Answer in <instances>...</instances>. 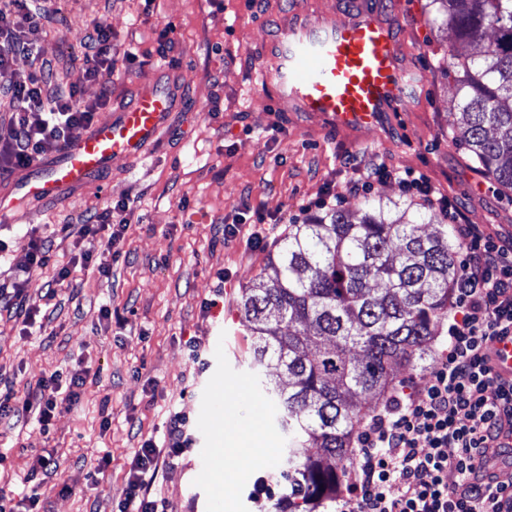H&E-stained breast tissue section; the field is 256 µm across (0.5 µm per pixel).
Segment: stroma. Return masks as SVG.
Returning a JSON list of instances; mask_svg holds the SVG:
<instances>
[{
  "mask_svg": "<svg viewBox=\"0 0 512 512\" xmlns=\"http://www.w3.org/2000/svg\"><path fill=\"white\" fill-rule=\"evenodd\" d=\"M350 2L64 0L43 44L58 84L77 88L85 101L97 97L79 40L104 20L114 42L135 49L138 60L112 74V101L100 116L127 104L162 60L181 73L183 109L148 155L117 163L74 202L45 203L0 222L9 264L24 262L30 233L54 241L48 267L27 284L29 299L45 305L41 326L25 333L14 317L0 314V392L21 400L54 371L89 372L78 402L61 406L49 427L31 412L0 420L1 496H38L43 512H116L141 439L163 442L168 416L177 411L188 421L192 444L159 470L154 490L168 512H271L280 489L260 502L255 484L277 471L285 433L277 403L251 367L253 338L242 325L240 302L288 229L278 228L267 249H252L225 240V222L295 214L325 191L353 212L371 193L403 201L390 180L368 194L348 192L356 161L423 173L470 223L512 236V201L448 129L458 98L447 69L452 56L471 50L428 25V0H383L404 64L422 84L407 111L382 126L358 137L335 131L281 112L268 91L254 87L261 57L288 12L340 14ZM166 27L170 41L163 46L159 33ZM121 202L130 207L129 222L112 271L103 276L80 263L81 246L63 227ZM63 267L70 276L53 282ZM50 285L56 293L48 301ZM104 306L110 319L100 316ZM248 425L260 430L265 456L242 467L236 450L216 453L218 433ZM104 454L110 464L101 471L97 458ZM39 455L53 456L57 469L32 472Z\"/></svg>",
  "mask_w": 512,
  "mask_h": 512,
  "instance_id": "35a3bbf8",
  "label": "stroma"
}]
</instances>
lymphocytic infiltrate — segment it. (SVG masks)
I'll return each mask as SVG.
<instances>
[{"instance_id":"lymphocytic-infiltrate-1","label":"lymphocytic infiltrate","mask_w":512,"mask_h":512,"mask_svg":"<svg viewBox=\"0 0 512 512\" xmlns=\"http://www.w3.org/2000/svg\"><path fill=\"white\" fill-rule=\"evenodd\" d=\"M58 2L0 0V107L9 112L0 120V174L24 171L61 150L112 100L104 80L121 55L102 20L82 42L85 74L103 84L99 97L86 103L76 89L50 90L51 69L41 58V43L48 21L59 12ZM20 55L36 59V67L13 70ZM121 57L135 60L130 52ZM384 178L453 224L457 276L446 337L429 376L411 391L394 393L365 420L335 512H512V486L491 474L494 457L512 460V445L497 442L503 423H512V379L498 376L490 364L491 342L512 332V239L494 238L480 225L466 223L453 200L422 174L356 164L347 188L367 191ZM125 211L118 205L93 213L78 227L80 240L94 243L106 229L109 243H116L128 222ZM50 251L48 239H31L13 280L0 285V311H10L23 325L41 312L39 304L29 302L25 285L31 272L46 267ZM86 382V371H58L39 380L22 405L1 394L0 419L33 410L39 423L49 426L62 404L78 399ZM186 424L181 413H173L167 446L147 439L136 449L118 512H160L152 487L166 460L190 447Z\"/></svg>"}]
</instances>
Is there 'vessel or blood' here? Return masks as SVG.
Instances as JSON below:
<instances>
[{
    "instance_id": "1",
    "label": "vessel or blood",
    "mask_w": 512,
    "mask_h": 512,
    "mask_svg": "<svg viewBox=\"0 0 512 512\" xmlns=\"http://www.w3.org/2000/svg\"><path fill=\"white\" fill-rule=\"evenodd\" d=\"M259 82L277 107L300 112L329 127L358 134L407 108L415 71L402 66L393 28L369 0L344 19L287 24L269 49ZM177 71L141 86L127 105L93 124L58 152L0 188V219L39 203H68L119 161L146 156L182 110ZM495 371L512 377V333L494 342Z\"/></svg>"
}]
</instances>
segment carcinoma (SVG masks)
<instances>
[{
  "label": "carcinoma",
  "instance_id": "obj_1",
  "mask_svg": "<svg viewBox=\"0 0 512 512\" xmlns=\"http://www.w3.org/2000/svg\"><path fill=\"white\" fill-rule=\"evenodd\" d=\"M428 22L477 49L454 74L459 130L481 170L512 191V0H429ZM377 196L361 216L341 210L288 225V236L241 301L254 336L252 364L288 433L275 474L278 512H316L336 501L352 458L354 423L424 369L448 318L458 246L448 225ZM437 224L422 235L418 225Z\"/></svg>",
  "mask_w": 512,
  "mask_h": 512
}]
</instances>
